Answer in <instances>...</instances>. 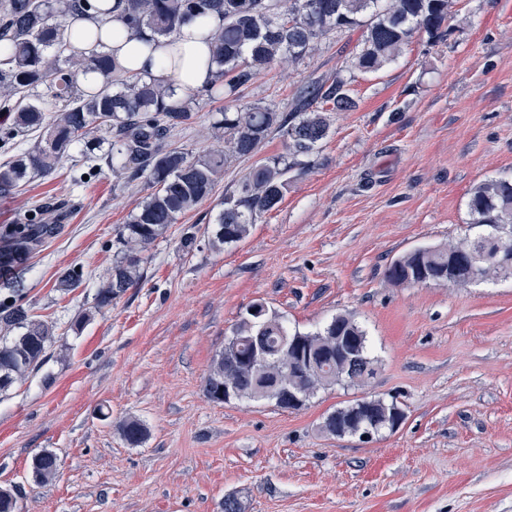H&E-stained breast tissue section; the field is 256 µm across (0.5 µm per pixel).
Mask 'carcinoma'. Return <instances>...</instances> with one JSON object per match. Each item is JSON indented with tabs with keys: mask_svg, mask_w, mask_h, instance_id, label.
Here are the masks:
<instances>
[{
	"mask_svg": "<svg viewBox=\"0 0 512 512\" xmlns=\"http://www.w3.org/2000/svg\"><path fill=\"white\" fill-rule=\"evenodd\" d=\"M454 0H124L123 24L130 37L149 43L169 37L186 23L202 25L216 15L211 32V62L216 64L210 85L178 93L149 77L126 76L103 51H84L76 41L86 35L69 29L68 19L84 14L89 0H0V147L8 150L17 138L36 135L35 145L0 163V194L11 193L31 175L49 176L59 162L80 149L93 171L107 166L127 182L143 181L150 189L138 210L117 233V254L109 277L96 294L95 309L112 305L139 285L155 242L188 212L212 194L232 157L250 158L276 131L286 153L260 160L224 195L214 225L207 231L211 248L221 250L246 238L263 214L281 203L288 172L313 154L329 134L331 112L355 106L344 72L377 71L396 60L417 31L432 40L446 36ZM362 29L359 49L332 78H317L297 92L292 108L278 112L254 103L226 105L212 123L224 150L194 157L171 147L172 133L195 123L196 100L216 87L224 96L245 91L284 59L303 60L332 31ZM95 72L99 86L86 91L79 76ZM469 224L481 227L477 236L429 252L410 250L393 260L386 278L405 284L407 272L421 269L438 279L448 278V261L458 263L454 286L465 287L489 277L512 275L511 265H487L470 277L468 258L502 231L512 230V179L487 178L469 192ZM61 206L44 203L18 214L0 230V270L24 265L31 254L60 229ZM21 281L3 283L0 299V392L8 391L45 360L55 330L37 318L20 300ZM355 336L361 356L372 366L365 329L348 313H338L313 333L290 329L278 313L265 309L246 314L232 329L205 379L208 399L219 401L226 381L235 382L240 399H254L258 383L292 387L310 399L339 384L326 379L333 364L289 374L288 336ZM365 377L339 386L362 387ZM121 432L127 444L141 445L148 436L138 420H126ZM37 480L54 475L52 461L35 458Z\"/></svg>",
	"mask_w": 512,
	"mask_h": 512,
	"instance_id": "carcinoma-1",
	"label": "carcinoma"
}]
</instances>
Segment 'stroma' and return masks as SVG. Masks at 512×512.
<instances>
[{
	"label": "stroma",
	"mask_w": 512,
	"mask_h": 512,
	"mask_svg": "<svg viewBox=\"0 0 512 512\" xmlns=\"http://www.w3.org/2000/svg\"><path fill=\"white\" fill-rule=\"evenodd\" d=\"M455 10L445 40L416 33L395 62L350 75L356 108L332 113L326 140L246 239L216 252L205 234L252 165L240 158L156 243L142 283L107 308L96 293L146 185L107 169L72 183L83 170L75 150L0 196V227L43 199L68 203L22 274L24 304L55 338L41 367L0 394V486L18 492L20 512H221L229 496L245 512H512V277L464 288L385 277L413 248L471 235L470 189L512 177V0H455ZM360 40L357 29L328 33L304 61L261 75L240 105L287 111ZM224 105L203 97L172 144L219 149L211 123ZM190 227L199 245L186 253ZM72 267L83 283L59 290ZM257 301L303 331L353 314L377 375L293 412L210 401L212 361ZM364 392L396 398L404 424L369 444L321 432L328 412ZM128 419L148 430L140 446L122 437ZM45 450L57 469L41 483L32 462Z\"/></svg>",
	"instance_id": "1"
}]
</instances>
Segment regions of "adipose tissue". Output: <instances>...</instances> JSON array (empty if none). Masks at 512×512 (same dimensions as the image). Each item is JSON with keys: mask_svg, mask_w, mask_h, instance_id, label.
<instances>
[{"mask_svg": "<svg viewBox=\"0 0 512 512\" xmlns=\"http://www.w3.org/2000/svg\"><path fill=\"white\" fill-rule=\"evenodd\" d=\"M91 2V11L71 21L72 28L101 34L100 40L84 41V48L107 52L125 72L150 76L179 91L211 82L214 68L207 28L189 24L174 36L147 46L127 37L121 21L123 8L117 0Z\"/></svg>", "mask_w": 512, "mask_h": 512, "instance_id": "1", "label": "adipose tissue"}]
</instances>
